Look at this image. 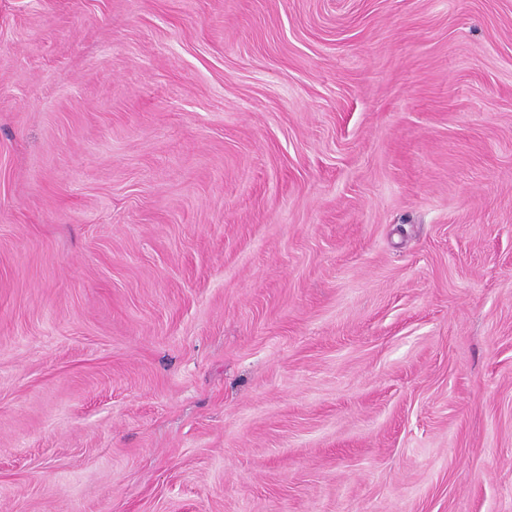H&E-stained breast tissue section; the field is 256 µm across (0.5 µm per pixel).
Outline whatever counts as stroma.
<instances>
[{
	"instance_id": "obj_1",
	"label": "stroma",
	"mask_w": 512,
	"mask_h": 512,
	"mask_svg": "<svg viewBox=\"0 0 512 512\" xmlns=\"http://www.w3.org/2000/svg\"><path fill=\"white\" fill-rule=\"evenodd\" d=\"M0 512H512V0H0Z\"/></svg>"
}]
</instances>
